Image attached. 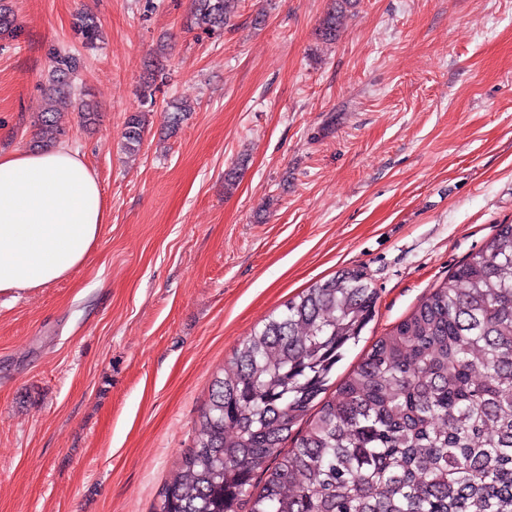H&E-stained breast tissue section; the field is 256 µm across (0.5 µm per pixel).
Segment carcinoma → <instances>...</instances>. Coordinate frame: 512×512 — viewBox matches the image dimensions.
Listing matches in <instances>:
<instances>
[{
	"mask_svg": "<svg viewBox=\"0 0 512 512\" xmlns=\"http://www.w3.org/2000/svg\"><path fill=\"white\" fill-rule=\"evenodd\" d=\"M237 2L194 0L190 29L221 37ZM352 5L332 0L324 41L336 40ZM73 30L96 47L93 13H78ZM18 32L12 0H0V40ZM48 57L32 143L40 150L64 134L60 112L72 109L86 125L98 117L72 91L80 58L55 48ZM163 72L158 62L148 73L141 105L153 104ZM145 131V110L130 113L125 148L139 149ZM376 302L363 270L344 268L264 319L214 378L194 446L152 512H512V224L322 397Z\"/></svg>",
	"mask_w": 512,
	"mask_h": 512,
	"instance_id": "obj_1",
	"label": "carcinoma"
}]
</instances>
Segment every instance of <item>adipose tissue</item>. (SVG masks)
I'll use <instances>...</instances> for the list:
<instances>
[{"instance_id": "obj_1", "label": "adipose tissue", "mask_w": 512, "mask_h": 512, "mask_svg": "<svg viewBox=\"0 0 512 512\" xmlns=\"http://www.w3.org/2000/svg\"><path fill=\"white\" fill-rule=\"evenodd\" d=\"M107 217L79 152H0V294L46 287L87 259Z\"/></svg>"}]
</instances>
